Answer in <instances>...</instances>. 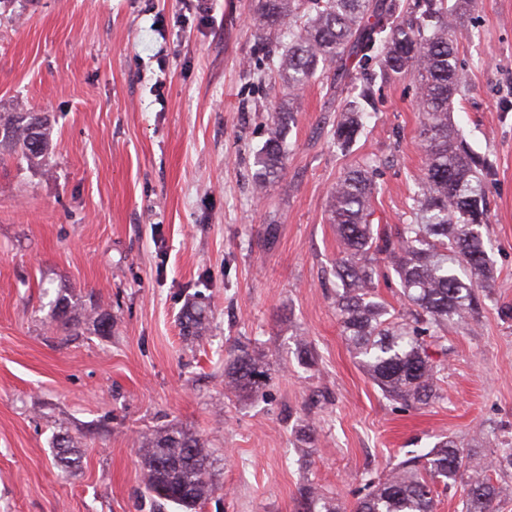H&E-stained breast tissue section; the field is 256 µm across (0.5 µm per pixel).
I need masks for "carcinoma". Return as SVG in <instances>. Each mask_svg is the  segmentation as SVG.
Segmentation results:
<instances>
[{
  "label": "carcinoma",
  "instance_id": "obj_1",
  "mask_svg": "<svg viewBox=\"0 0 512 512\" xmlns=\"http://www.w3.org/2000/svg\"><path fill=\"white\" fill-rule=\"evenodd\" d=\"M474 0H257L253 26L276 31L287 42L277 68L288 96L275 107L267 139L255 156L256 194L286 168V116L297 91L316 75L331 91L348 96L339 105L333 140L348 147L365 127V105L377 82L402 74L417 81L425 165L412 193L413 220L395 230L369 224L375 172L350 167L330 194L329 222L336 225L342 256L335 275L342 291L336 311L343 336L361 367L385 396L405 404L430 405L440 398L441 368L428 353L450 321L473 318L493 276L479 231L487 222L490 164L453 129L454 98L468 88L456 33L473 23ZM51 132L39 112L20 108L0 116V152L16 153L32 167L48 165ZM387 261L408 306L394 314L378 300L375 278ZM76 304L61 299L55 322L65 328ZM206 321L191 305L180 315L182 335L193 341ZM261 357L243 345L229 350L226 388L254 397L263 386ZM58 462L78 465L70 441H56ZM140 482L150 498L194 512L218 489L200 439L170 427L141 440ZM485 459L453 437L426 452L405 457L378 481L365 479L367 493L354 512H435V487L464 482V512H494L512 497V487L486 476ZM297 512H343L339 499L313 483L303 486Z\"/></svg>",
  "mask_w": 512,
  "mask_h": 512
}]
</instances>
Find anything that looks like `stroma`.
Here are the masks:
<instances>
[{"instance_id":"35a3bbf8","label":"stroma","mask_w":512,"mask_h":512,"mask_svg":"<svg viewBox=\"0 0 512 512\" xmlns=\"http://www.w3.org/2000/svg\"><path fill=\"white\" fill-rule=\"evenodd\" d=\"M255 4L0 0V113L23 105L52 128L48 168L0 159V512H173L139 482L140 435L172 425L212 453L219 489L197 512H295L309 479L351 510L365 475L442 437L485 436L490 460L512 446V0H476L457 35L469 89L452 118L493 167L481 232L494 279L478 319L432 347L441 397L428 407L386 398L348 349L327 220L336 181L368 162L373 224L411 222L417 84L381 83L342 150L337 101L311 81L286 170L256 199L254 155L284 83ZM62 295L81 306L71 332L52 321ZM191 302L207 311L194 347L179 324ZM238 343L264 358L260 398L225 390ZM63 432L81 457L67 471Z\"/></svg>"}]
</instances>
